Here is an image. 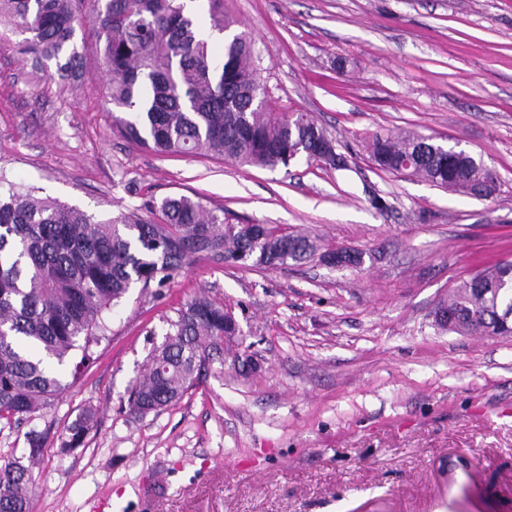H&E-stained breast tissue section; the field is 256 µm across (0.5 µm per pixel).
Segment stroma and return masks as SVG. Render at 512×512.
<instances>
[{
  "label": "stroma",
  "mask_w": 512,
  "mask_h": 512,
  "mask_svg": "<svg viewBox=\"0 0 512 512\" xmlns=\"http://www.w3.org/2000/svg\"><path fill=\"white\" fill-rule=\"evenodd\" d=\"M273 111L327 129L347 167L159 154L112 129L96 28L62 81L0 40V174L102 218L187 196L318 252L284 266L202 258L131 288L106 339L43 414L0 420V462L43 435L33 512H512V337L459 334L439 302L512 260V0H224ZM460 144L489 198L379 169L377 133ZM361 253L357 267L323 261ZM204 296L238 334L181 400L138 418L128 390L170 321ZM80 447L62 440L86 407Z\"/></svg>",
  "instance_id": "1"
}]
</instances>
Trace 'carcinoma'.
I'll list each match as a JSON object with an SVG mask.
<instances>
[{"instance_id": "cac0c4a2", "label": "carcinoma", "mask_w": 512, "mask_h": 512, "mask_svg": "<svg viewBox=\"0 0 512 512\" xmlns=\"http://www.w3.org/2000/svg\"><path fill=\"white\" fill-rule=\"evenodd\" d=\"M98 29L100 64L109 77L112 127L124 138L165 154L211 156L276 167L306 155L335 154L325 128L304 113L272 112L254 64L251 38L224 39L222 57L203 38L184 0H0V18L41 70L55 66L66 80L81 54L74 44L79 15ZM211 30L235 25L224 0H202ZM416 134H377L371 156L381 169L430 182L450 192L489 197L497 174L463 150L455 160L434 146L421 150ZM160 220L136 214L98 219L56 200L19 191L0 178V418L28 420L50 408L67 389L50 363L62 366L82 349L89 357L105 330L103 313L137 285L167 284L197 257L257 265H286L315 253L309 238L255 224H226L185 196L159 206ZM512 261L473 275L440 308L458 315L452 330L500 336L497 309L512 308ZM501 288L483 300L476 287ZM224 306L206 297L187 304L153 347L148 371L128 391V408L142 417L181 399L206 360L221 354ZM97 413L84 409L63 449L77 448ZM0 465V512H33L31 466L42 454L40 434Z\"/></svg>"}]
</instances>
